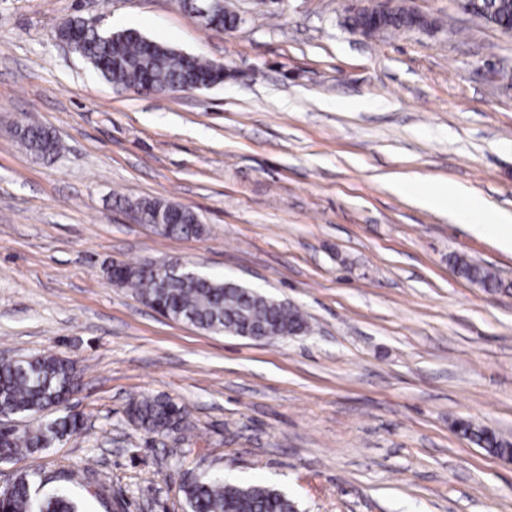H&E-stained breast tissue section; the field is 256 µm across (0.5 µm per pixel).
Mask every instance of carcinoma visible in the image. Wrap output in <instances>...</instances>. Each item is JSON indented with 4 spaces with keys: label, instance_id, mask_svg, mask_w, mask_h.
<instances>
[{
    "label": "carcinoma",
    "instance_id": "obj_1",
    "mask_svg": "<svg viewBox=\"0 0 512 512\" xmlns=\"http://www.w3.org/2000/svg\"><path fill=\"white\" fill-rule=\"evenodd\" d=\"M414 23L410 11L400 7L387 18V30L398 31ZM68 30L81 33L74 51L106 81L129 89L144 77L153 91L167 93L171 87L192 79H205L216 66L143 36L135 29L109 30L97 35L85 21L73 17ZM19 142L43 158L59 153V142L43 126L30 123L16 131ZM195 213L181 208L180 222L164 224L155 233L164 237H190L202 233ZM459 273L490 290L505 283L488 268L464 257L456 259ZM124 285L142 298H161L167 308L192 317V325L213 333L247 337L256 328L268 339L301 335L307 330L298 309L258 291L219 277L181 279L165 269L146 271L142 263H121ZM80 376L66 357L38 355L0 362V463L24 452L53 448L64 438L83 429V418L67 410L64 402L78 388ZM128 420L147 434L168 436L188 429L185 408L167 396L130 399ZM457 426L488 454L512 458V443L494 431L468 421ZM186 512H298L296 502L282 490L265 484L228 481L222 474L187 473L181 481ZM3 512H85L83 503L65 486L49 488L35 472H19L0 487Z\"/></svg>",
    "mask_w": 512,
    "mask_h": 512
}]
</instances>
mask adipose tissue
Masks as SVG:
<instances>
[{
  "label": "adipose tissue",
  "instance_id": "ef3b65f1",
  "mask_svg": "<svg viewBox=\"0 0 512 512\" xmlns=\"http://www.w3.org/2000/svg\"><path fill=\"white\" fill-rule=\"evenodd\" d=\"M400 193L426 208L447 212L449 219L471 232L494 239L499 247L512 252V212L490 205L484 198L465 193L453 182L422 189L417 179H397Z\"/></svg>",
  "mask_w": 512,
  "mask_h": 512
}]
</instances>
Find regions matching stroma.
I'll use <instances>...</instances> for the list:
<instances>
[{"mask_svg":"<svg viewBox=\"0 0 512 512\" xmlns=\"http://www.w3.org/2000/svg\"><path fill=\"white\" fill-rule=\"evenodd\" d=\"M206 28L181 0H0V359L74 362L84 427L0 464L90 476L86 512H185L184 474L278 487L299 512H512V463L456 420L512 442V253L395 193L452 180L512 211V34L456 0H411L439 28L364 36L347 0H227ZM144 36L225 69L223 84L140 95L55 38L64 18ZM367 99L365 111L340 103ZM57 135L51 160L19 126ZM192 209L164 238L130 213ZM178 260L288 302L301 336L254 341L162 317L112 285L115 261ZM139 394L184 405L189 430H137ZM170 205L181 207V217L180 222L176 224V221L179 219V212L177 210H170L165 215V221H161L160 217L157 216L156 220L153 222L154 224L162 225L160 229H154L155 233L164 236V237H190V236H198L203 231V226L198 222V218L195 213L182 205H176L170 203L168 201L163 200H149V201H141L136 203L134 206L138 208V210L132 211L133 218L137 223L147 224V216L139 209L146 210L149 214L155 217L157 212H162L165 209H169ZM154 224H148L151 228H155ZM157 228V227H156ZM456 266L459 273L466 279L481 284L484 288L490 290L501 289L505 283L488 268L476 264L464 257L456 259Z\"/></svg>","mask_w":512,"mask_h":512,"instance_id":"1","label":"stroma"}]
</instances>
